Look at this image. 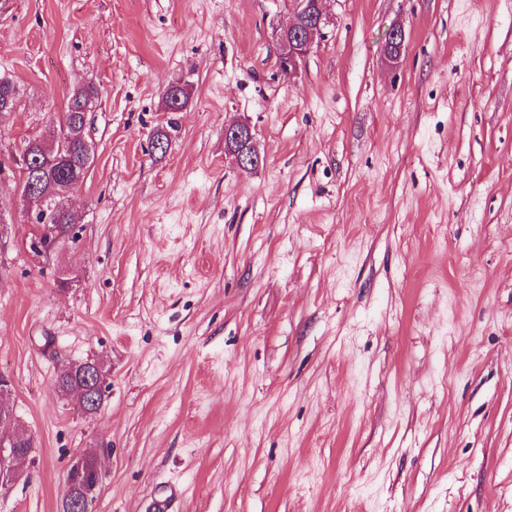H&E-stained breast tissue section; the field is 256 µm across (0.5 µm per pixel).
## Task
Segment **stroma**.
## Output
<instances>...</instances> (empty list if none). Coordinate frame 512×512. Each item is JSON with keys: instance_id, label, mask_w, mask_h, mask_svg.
<instances>
[{"instance_id": "stroma-1", "label": "stroma", "mask_w": 512, "mask_h": 512, "mask_svg": "<svg viewBox=\"0 0 512 512\" xmlns=\"http://www.w3.org/2000/svg\"><path fill=\"white\" fill-rule=\"evenodd\" d=\"M294 8L0 0V161L98 89L76 239L33 253L0 174V374L34 441L0 512H60L91 450L95 512H512V0H326L288 73ZM87 359L92 417L57 388ZM311 0H297L295 18L298 21L283 28L278 36L280 47V60L288 72L294 71L302 58L310 51L317 35L325 24V11L319 8V17L316 28H308L301 24L311 10ZM18 91L8 77L0 76V125L16 112ZM187 86V83L180 81L168 85L164 92V104L168 112H179L187 106L189 102ZM247 134L250 136V140L252 138L251 131L249 127L245 123H237L234 125L225 126L224 128V141L228 145V150L235 154L236 161L241 170H248L251 163L254 161L256 164V156L260 159L259 154L257 153L255 147L250 151L245 149L243 150H235L232 142H242L246 139ZM78 363V362H77ZM73 363L69 362L67 365H64L60 375L57 379V386L59 391L65 394H72L77 401L76 391L82 387L84 383V367H86V383L88 386V391L92 392L94 390L101 396L104 395L105 389V372L98 365L88 366V363L93 362H84V363ZM85 365V366H84ZM78 408L81 410L78 401L76 402ZM82 411V410H81ZM85 414L93 415L94 413H86Z\"/></svg>"}]
</instances>
